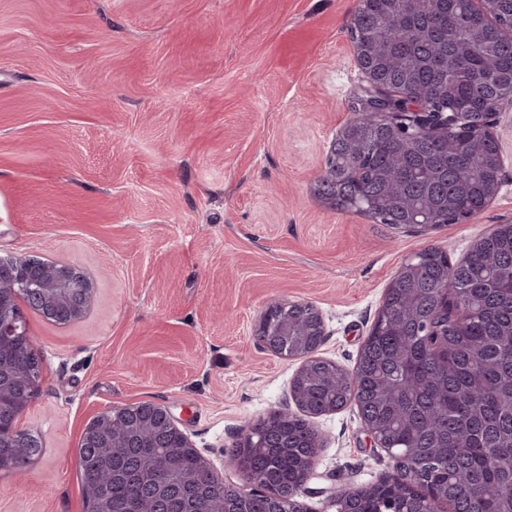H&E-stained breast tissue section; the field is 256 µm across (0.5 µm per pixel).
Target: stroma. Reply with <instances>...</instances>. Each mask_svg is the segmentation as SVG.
<instances>
[{
	"instance_id": "obj_1",
	"label": "stroma",
	"mask_w": 512,
	"mask_h": 512,
	"mask_svg": "<svg viewBox=\"0 0 512 512\" xmlns=\"http://www.w3.org/2000/svg\"><path fill=\"white\" fill-rule=\"evenodd\" d=\"M358 4L0 0V258L71 265L93 288L65 325L23 311L42 363L18 426L42 451L0 473V512H90L81 436L142 401L244 484L226 466L233 439L288 402L301 364L259 346L269 303L317 306L319 357L350 369L409 255L437 245L458 260L512 223V106L494 127L500 189L467 223L401 232L315 195L365 83L347 29ZM313 424L310 512L392 474L355 405Z\"/></svg>"
}]
</instances>
